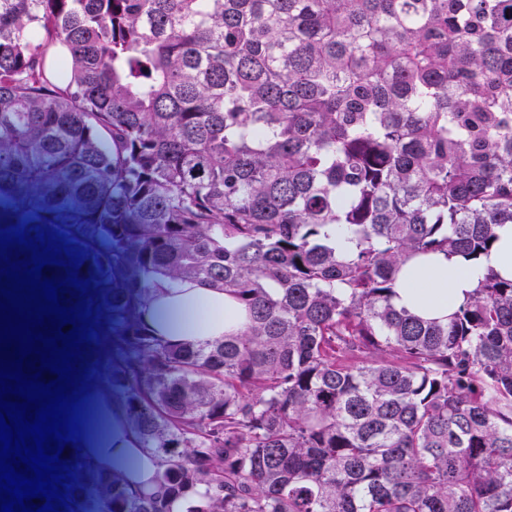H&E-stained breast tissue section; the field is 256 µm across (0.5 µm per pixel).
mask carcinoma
Returning <instances> with one entry per match:
<instances>
[{
    "instance_id": "1",
    "label": "carcinoma",
    "mask_w": 512,
    "mask_h": 512,
    "mask_svg": "<svg viewBox=\"0 0 512 512\" xmlns=\"http://www.w3.org/2000/svg\"><path fill=\"white\" fill-rule=\"evenodd\" d=\"M81 252L92 385L160 460L69 512H512V278L448 321L409 259L512 223V0H0V224ZM243 328L172 342L153 288ZM157 336L170 340L213 341L237 331L245 314L224 290L184 282L176 288L159 284L142 312Z\"/></svg>"
}]
</instances>
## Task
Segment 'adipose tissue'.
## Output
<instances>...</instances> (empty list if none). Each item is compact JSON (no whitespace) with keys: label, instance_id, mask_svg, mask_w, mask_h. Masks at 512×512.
Here are the masks:
<instances>
[{"label":"adipose tissue","instance_id":"adipose-tissue-1","mask_svg":"<svg viewBox=\"0 0 512 512\" xmlns=\"http://www.w3.org/2000/svg\"><path fill=\"white\" fill-rule=\"evenodd\" d=\"M493 248L477 264L457 255L436 254L409 260L398 276L394 302L425 318H444L476 288L487 270L512 278V224L495 228ZM158 336L170 340L213 341L237 331L245 314L223 290L185 282L158 285L142 312ZM98 409L95 422L82 426V453L95 469L125 475L131 489L154 483L159 460L142 447L123 403L102 388L88 394Z\"/></svg>","mask_w":512,"mask_h":512}]
</instances>
